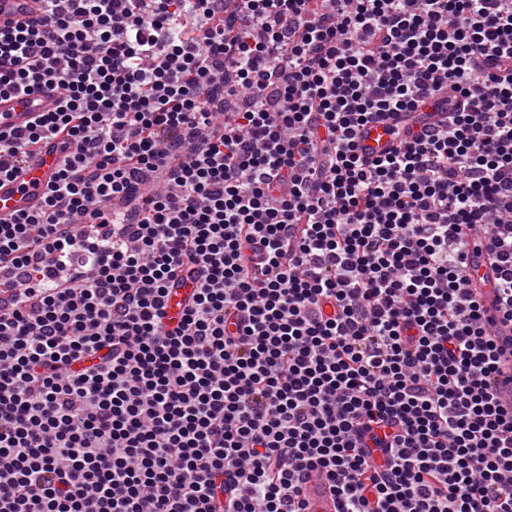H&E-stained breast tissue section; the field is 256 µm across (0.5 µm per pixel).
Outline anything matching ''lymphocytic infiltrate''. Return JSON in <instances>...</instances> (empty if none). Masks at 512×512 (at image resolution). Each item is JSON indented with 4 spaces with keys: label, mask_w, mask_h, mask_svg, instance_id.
I'll use <instances>...</instances> for the list:
<instances>
[{
    "label": "lymphocytic infiltrate",
    "mask_w": 512,
    "mask_h": 512,
    "mask_svg": "<svg viewBox=\"0 0 512 512\" xmlns=\"http://www.w3.org/2000/svg\"><path fill=\"white\" fill-rule=\"evenodd\" d=\"M0 512H512V0H42L0 29ZM439 95L445 116L368 123ZM194 290L180 321L168 290ZM56 100L47 93H34L30 96L0 97V128H15L28 123L35 112H51ZM407 114H400L394 119L383 122H373L364 127L356 139L357 149L367 159L384 154L393 149L395 141L390 134V128L399 122H406ZM60 138L41 143L20 159L12 178L0 179V219L21 212H34L43 203L47 185L59 171V161L72 148ZM469 237L466 246L467 269L471 272V285L474 298L490 321L493 338L499 350V369L493 385L494 392L504 410H512V322L503 318L498 311V271L494 258L486 242H473ZM193 286V281L187 279L171 290L166 308L167 319L169 321L177 322L181 318L185 301L193 291ZM309 502V512H335L336 502L326 484L311 479L305 490Z\"/></svg>",
    "instance_id": "obj_1"
}]
</instances>
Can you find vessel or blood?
<instances>
[{
  "label": "vessel or blood",
  "instance_id": "b4317fda",
  "mask_svg": "<svg viewBox=\"0 0 512 512\" xmlns=\"http://www.w3.org/2000/svg\"><path fill=\"white\" fill-rule=\"evenodd\" d=\"M39 0H0V27L11 28L35 18ZM56 100L47 93L29 96L0 97V128H15L28 123L35 113L50 112ZM390 122H373L364 127L356 139L357 149L367 159L393 149ZM62 139L41 143L16 165L13 177L0 179V219L21 212L38 210L43 203L47 185L59 171V161L67 154ZM467 268L471 273L472 293L493 330L499 350V369L494 377V392L503 409L512 410V322L503 318L498 304V271L487 243L468 242ZM193 281H185L173 288L167 301V318L178 321L185 301L193 290ZM309 512H335L336 502L326 484L313 479L306 485Z\"/></svg>",
  "mask_w": 512,
  "mask_h": 512
}]
</instances>
